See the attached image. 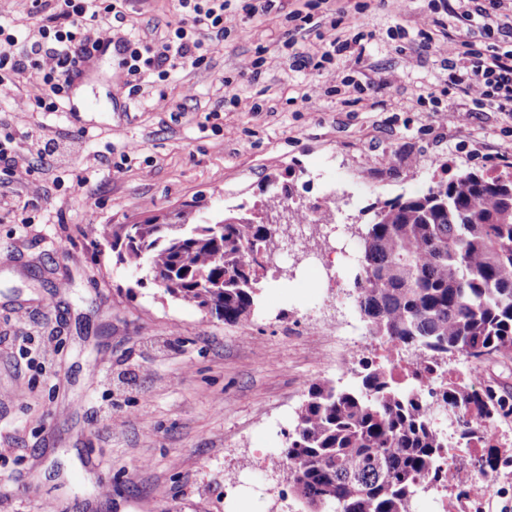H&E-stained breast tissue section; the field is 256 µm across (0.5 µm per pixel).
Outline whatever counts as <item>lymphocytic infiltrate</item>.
Segmentation results:
<instances>
[{
	"mask_svg": "<svg viewBox=\"0 0 512 512\" xmlns=\"http://www.w3.org/2000/svg\"><path fill=\"white\" fill-rule=\"evenodd\" d=\"M126 0H31L32 13L39 20L38 38L20 44L17 34L0 25V98L12 95L20 77H27V96L46 112L60 109L70 86L76 63L86 44L111 42L128 75L135 77L132 91L147 76L168 79L172 72L201 67L207 61V39L225 35L224 14L232 0H176L179 20L160 38H146L137 28L115 31L124 22ZM416 25L426 48L434 50L449 69L448 80L458 93L481 107L512 112V49L482 50L473 43L451 35L433 38L443 27L442 19L426 14ZM23 53H16V45ZM50 160L60 156L57 140L38 127L0 140V162L16 172L26 155Z\"/></svg>",
	"mask_w": 512,
	"mask_h": 512,
	"instance_id": "lymphocytic-infiltrate-1",
	"label": "lymphocytic infiltrate"
}]
</instances>
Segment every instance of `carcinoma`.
Wrapping results in <instances>:
<instances>
[{
	"mask_svg": "<svg viewBox=\"0 0 512 512\" xmlns=\"http://www.w3.org/2000/svg\"><path fill=\"white\" fill-rule=\"evenodd\" d=\"M265 212L239 205L205 222L196 205L152 214L127 238L123 224L101 236L119 261L146 268L167 294L216 315L246 322L259 311L257 261L277 225L265 214L290 208L292 187L270 184ZM372 214L357 250L356 304L374 338L412 346L423 362L403 373L368 362L351 388L312 384L280 455L288 489L305 512H413L417 488L439 473L448 438L431 423L423 376L440 381L441 406L458 422L461 448H492L490 426L512 416V392L473 389L445 372L439 354L458 353L472 369L512 356V177L468 171L432 180L416 196L398 195Z\"/></svg>",
	"mask_w": 512,
	"mask_h": 512,
	"instance_id": "1",
	"label": "carcinoma"
}]
</instances>
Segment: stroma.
<instances>
[{
  "mask_svg": "<svg viewBox=\"0 0 512 512\" xmlns=\"http://www.w3.org/2000/svg\"><path fill=\"white\" fill-rule=\"evenodd\" d=\"M452 2L275 0L254 18L236 5L206 64L135 96L108 50L73 79L68 111H34L21 89L0 102V135L40 126L65 147L52 163L30 156L28 174L0 163V512H299L263 457L283 448L311 383L351 385L376 357L308 324L353 291V274L330 273L333 239L289 252L258 316L227 324L139 280L97 228L192 199L205 213L258 205L276 175L306 206L334 193L356 247L367 206L435 177L512 173V115L486 109L462 129L442 116L448 68L415 19H449ZM299 13L336 18L345 39L376 31L335 63L362 93L305 108L325 82L323 43L296 33ZM175 18L174 0H128L147 34ZM295 52L312 66L292 70Z\"/></svg>",
  "mask_w": 512,
  "mask_h": 512,
  "instance_id": "obj_1",
  "label": "stroma"
}]
</instances>
